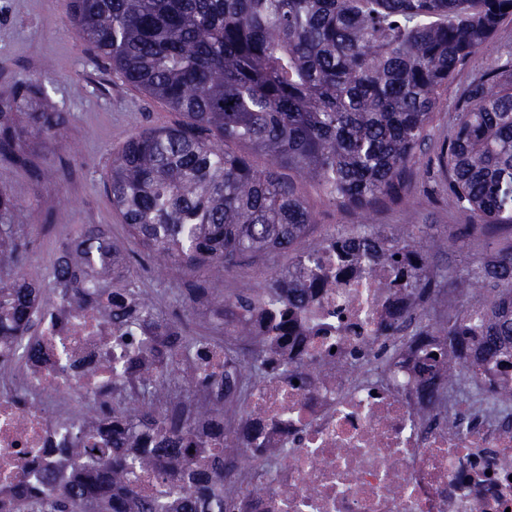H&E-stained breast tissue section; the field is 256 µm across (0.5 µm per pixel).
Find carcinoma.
Listing matches in <instances>:
<instances>
[{
  "label": "carcinoma",
  "instance_id": "carcinoma-1",
  "mask_svg": "<svg viewBox=\"0 0 512 512\" xmlns=\"http://www.w3.org/2000/svg\"><path fill=\"white\" fill-rule=\"evenodd\" d=\"M78 37L128 86L180 116L169 126L144 128L112 153L106 189L130 242L148 257L181 265L196 278L191 300L211 297L209 284L242 258L272 252L294 255L308 278L286 274L263 288L224 294V319L245 339V316L264 294L286 309L305 303L327 275L312 254L296 251L316 224L298 184L311 182L352 218L336 239L345 257L381 260L400 270L405 286L431 300L446 289L457 307L477 298L495 321L479 340L493 354L512 340V53L470 82L455 103L451 131L439 142L436 178L468 216L446 236L420 228L370 224L371 212L402 198L410 164L429 145V128L443 92L471 57L507 20L512 0H72ZM40 89L0 100V156L28 165L29 145L53 144L65 114L33 108ZM266 158L262 167L251 156ZM17 202L0 190V269L21 263ZM487 236L492 267L436 269L432 255L457 240ZM384 235L386 248H375ZM415 262L396 258L401 245ZM95 267L112 278V297L135 292L125 253L96 225L83 230V248L53 267L47 285ZM0 336H21L37 320L31 291L18 288ZM432 329L459 347L476 340L461 313L410 332ZM277 353L254 350L246 359L255 376L276 368ZM448 380L468 368L452 353L440 359ZM169 371L146 368L148 394ZM143 407L90 416L103 437V460L55 485L52 468L22 485L0 512H128L135 492L126 483L123 421ZM190 425L168 418L163 433L144 440L137 460L146 468L188 474L179 512H225L210 488L227 479L224 460L198 467L179 447Z\"/></svg>",
  "mask_w": 512,
  "mask_h": 512
}]
</instances>
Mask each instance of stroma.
<instances>
[{"mask_svg":"<svg viewBox=\"0 0 512 512\" xmlns=\"http://www.w3.org/2000/svg\"><path fill=\"white\" fill-rule=\"evenodd\" d=\"M510 50L512 23H507L449 85L432 134L442 130L460 88ZM30 81L41 85L42 103L66 113L68 122L59 147L49 154H33L30 165L0 158V189L22 208L18 221L23 225L20 236L26 259L19 270L44 282L61 242L78 236L86 225H103L118 244H126L127 229L105 188L112 153L133 131L173 123L177 116L164 103L108 74L104 63L78 38L71 22V0H0V98ZM434 165L431 149L419 153L406 203L380 209L375 224L424 227L442 236L466 223V216L450 205L444 188L425 178V169ZM301 192L317 214L312 236L341 233L348 216L316 186L303 185ZM287 262L284 254L246 260L224 280L235 287L244 283L259 287Z\"/></svg>","mask_w":512,"mask_h":512,"instance_id":"35a3bbf8","label":"stroma"}]
</instances>
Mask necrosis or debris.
Wrapping results in <instances>:
<instances>
[{"instance_id": "obj_1", "label": "necrosis or debris", "mask_w": 512, "mask_h": 512, "mask_svg": "<svg viewBox=\"0 0 512 512\" xmlns=\"http://www.w3.org/2000/svg\"><path fill=\"white\" fill-rule=\"evenodd\" d=\"M313 250L332 282L290 314L289 338L274 331L277 309L251 316L256 339L286 355L287 368L251 376L226 362L223 335L203 336L156 403L189 419L183 446L200 463L221 444L198 404L230 409L224 428L240 442L225 502L245 512H512V406L462 408V386L433 361L445 337L406 336L377 359L388 325L402 311L420 314L422 300L389 264L348 261L327 240ZM111 294L69 307L51 291L36 333L0 338V498L38 479L46 452L70 447L86 415L143 404L135 378L157 363L164 339L113 322ZM470 358L491 401L512 387L511 344ZM257 443L270 455L254 454ZM127 479L173 506L167 468L133 466Z\"/></svg>"}]
</instances>
